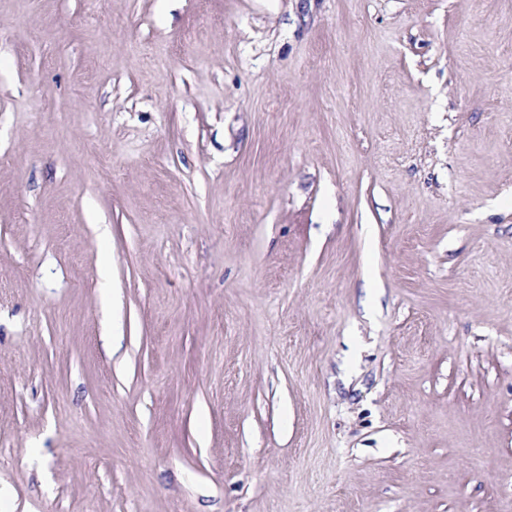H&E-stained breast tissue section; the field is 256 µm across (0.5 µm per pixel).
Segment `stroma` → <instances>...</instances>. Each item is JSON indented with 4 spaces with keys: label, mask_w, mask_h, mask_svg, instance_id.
I'll use <instances>...</instances> for the list:
<instances>
[{
    "label": "stroma",
    "mask_w": 512,
    "mask_h": 512,
    "mask_svg": "<svg viewBox=\"0 0 512 512\" xmlns=\"http://www.w3.org/2000/svg\"><path fill=\"white\" fill-rule=\"evenodd\" d=\"M0 512H512V0H0Z\"/></svg>",
    "instance_id": "1"
}]
</instances>
